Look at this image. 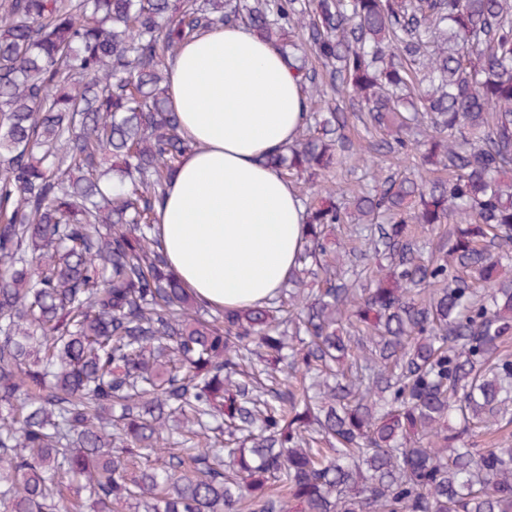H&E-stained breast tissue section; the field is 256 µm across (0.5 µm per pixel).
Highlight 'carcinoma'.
Masks as SVG:
<instances>
[{
    "instance_id": "carcinoma-1",
    "label": "carcinoma",
    "mask_w": 512,
    "mask_h": 512,
    "mask_svg": "<svg viewBox=\"0 0 512 512\" xmlns=\"http://www.w3.org/2000/svg\"><path fill=\"white\" fill-rule=\"evenodd\" d=\"M233 25L304 90L265 164L368 181L213 316L154 223L167 60ZM511 339L512 0H0V512H512Z\"/></svg>"
}]
</instances>
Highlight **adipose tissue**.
Instances as JSON below:
<instances>
[{
  "mask_svg": "<svg viewBox=\"0 0 512 512\" xmlns=\"http://www.w3.org/2000/svg\"><path fill=\"white\" fill-rule=\"evenodd\" d=\"M167 93L195 145L157 211L168 263L207 305L267 303L287 281L305 233L292 182L262 162L298 135L299 82L276 47L226 26L179 50Z\"/></svg>",
  "mask_w": 512,
  "mask_h": 512,
  "instance_id": "ef3b65f1",
  "label": "adipose tissue"
}]
</instances>
